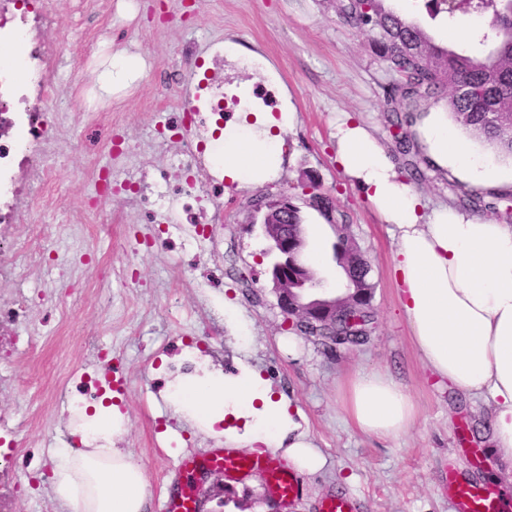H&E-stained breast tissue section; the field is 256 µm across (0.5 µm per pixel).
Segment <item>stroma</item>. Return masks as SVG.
<instances>
[{
	"mask_svg": "<svg viewBox=\"0 0 512 512\" xmlns=\"http://www.w3.org/2000/svg\"><path fill=\"white\" fill-rule=\"evenodd\" d=\"M54 32L66 44L47 116L59 146L53 202L20 197L14 230L42 223L56 232L45 243L43 267L15 283L36 303L26 326L34 344L18 355L0 351L7 377L0 384V456L15 461L8 479L0 478V512H66L51 481L78 422L77 385L110 368L121 380L112 390L124 416L118 445L144 469L147 512H159L175 488L174 464L217 446L192 433L166 400L168 386L179 373L231 375L244 362L300 409L326 464L303 474V496L288 511L272 506L262 474L209 473L197 489L202 512H316L334 494L351 497L357 512H455L444 482L451 468L494 485L506 499L502 512H512V461L492 450L487 403L425 370L400 303L396 244L364 192L336 166V122L346 116L373 130L398 170L406 159L395 143L404 130L386 110L391 78L367 37L339 22L335 0H198L192 8L186 0H60ZM225 41L239 48L238 60L224 62L228 119L236 117L234 90L252 79L246 63L256 56L271 68L272 109L288 105L293 118L276 177L250 189L225 182L223 224L210 240H187L180 225L146 223L137 201L161 169L175 190L201 182L200 173L176 164L177 142L159 147L154 123L158 113L173 115L184 105V89L168 82L169 71L190 57L209 58ZM120 51L140 56L144 74L103 95L98 75ZM88 54L89 70L81 63ZM83 95L111 109L119 157H111L108 140L80 138L93 118L79 104ZM310 174L370 263L375 329L361 345L304 337L292 353L286 319L266 287L272 260L250 202L262 193L299 197ZM467 187L444 170H427L416 185L429 210L458 205ZM301 215L305 250L319 258L314 276L342 287L333 227L310 209ZM362 369L388 373L417 403L415 424L399 438H376L347 420L341 387Z\"/></svg>",
	"mask_w": 512,
	"mask_h": 512,
	"instance_id": "obj_1",
	"label": "stroma"
}]
</instances>
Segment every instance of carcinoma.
Wrapping results in <instances>:
<instances>
[{
  "label": "carcinoma",
  "mask_w": 512,
  "mask_h": 512,
  "mask_svg": "<svg viewBox=\"0 0 512 512\" xmlns=\"http://www.w3.org/2000/svg\"><path fill=\"white\" fill-rule=\"evenodd\" d=\"M428 17L449 21L475 14L486 19L477 47L455 51L433 41L418 23L394 11L388 0H336L342 24L368 36L385 70L401 77L387 92L392 111L404 113L408 125L432 101L443 100L452 120L486 144L497 159L512 160V0H422ZM319 215L334 227L336 258L358 263L347 225L332 218L335 207L318 192L308 196ZM512 189L471 187L459 197L461 208L490 210L508 223L501 204Z\"/></svg>",
  "instance_id": "cac0c4a2"
}]
</instances>
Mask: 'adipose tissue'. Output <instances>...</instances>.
Segmentation results:
<instances>
[{
  "instance_id": "ef3b65f1",
  "label": "adipose tissue",
  "mask_w": 512,
  "mask_h": 512,
  "mask_svg": "<svg viewBox=\"0 0 512 512\" xmlns=\"http://www.w3.org/2000/svg\"><path fill=\"white\" fill-rule=\"evenodd\" d=\"M141 74L140 57L118 52L101 72L99 88L109 96ZM255 118L249 131L231 125L224 132L225 177L252 186L277 174L279 134L288 127L284 115L259 112ZM418 132L419 145L438 167L487 186L499 182L493 160L473 158L449 129L447 113H431ZM336 161L390 226L400 300L424 366L449 388L490 404L494 448L512 460V225L448 207L424 212L419 193L371 131L346 119L336 126ZM169 401L187 422L203 424L226 445L283 450L301 472L325 464L291 402L276 396L250 364L230 377L179 383ZM343 407L359 431L382 439L406 433L419 414L406 389L376 371L346 381ZM79 425L90 438L63 457L54 473L55 499L71 512H144V470L117 445L123 415L100 407L81 415Z\"/></svg>"
}]
</instances>
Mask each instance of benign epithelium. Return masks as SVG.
<instances>
[{"instance_id":"obj_1","label":"benign epithelium","mask_w":512,"mask_h":512,"mask_svg":"<svg viewBox=\"0 0 512 512\" xmlns=\"http://www.w3.org/2000/svg\"><path fill=\"white\" fill-rule=\"evenodd\" d=\"M290 197L265 199L254 206L262 214L264 235L272 242L265 255H275L270 275L277 304L293 329L336 320L354 308L367 307L366 300L355 301L350 294H336L325 288L310 268L302 263L305 248L303 225L288 223Z\"/></svg>"}]
</instances>
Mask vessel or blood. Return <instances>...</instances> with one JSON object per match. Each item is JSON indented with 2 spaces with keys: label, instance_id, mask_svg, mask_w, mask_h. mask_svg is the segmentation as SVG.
<instances>
[{
  "label": "vessel or blood",
  "instance_id": "vessel-or-blood-1",
  "mask_svg": "<svg viewBox=\"0 0 512 512\" xmlns=\"http://www.w3.org/2000/svg\"><path fill=\"white\" fill-rule=\"evenodd\" d=\"M201 469L221 470L227 474L259 472L274 484L283 500L292 502L301 495L299 478L283 461L264 453L241 455L230 448H215L199 457L181 459L175 466L177 473L187 477ZM447 483L452 490L456 512H498V493L493 487L460 483L452 477Z\"/></svg>",
  "mask_w": 512,
  "mask_h": 512
}]
</instances>
